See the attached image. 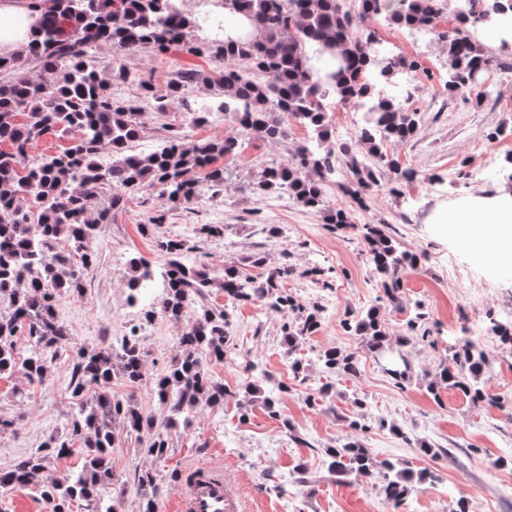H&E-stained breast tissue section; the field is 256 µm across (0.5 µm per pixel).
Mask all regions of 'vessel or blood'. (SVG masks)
Here are the masks:
<instances>
[{"label": "vessel or blood", "instance_id": "1", "mask_svg": "<svg viewBox=\"0 0 512 512\" xmlns=\"http://www.w3.org/2000/svg\"><path fill=\"white\" fill-rule=\"evenodd\" d=\"M188 472L189 480L177 488L174 512H245L243 500L225 487L221 469L197 464Z\"/></svg>", "mask_w": 512, "mask_h": 512}]
</instances>
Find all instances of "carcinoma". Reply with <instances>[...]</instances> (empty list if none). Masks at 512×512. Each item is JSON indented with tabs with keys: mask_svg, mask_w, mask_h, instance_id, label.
I'll use <instances>...</instances> for the list:
<instances>
[{
	"mask_svg": "<svg viewBox=\"0 0 512 512\" xmlns=\"http://www.w3.org/2000/svg\"><path fill=\"white\" fill-rule=\"evenodd\" d=\"M448 0H224V9L251 22L253 31L238 39L220 35L203 41L195 37L198 19L191 13L174 15L170 0H30L28 7L41 13L38 35L24 49L0 56V237L10 249H0V374L16 366L13 337L28 331V338L41 349L68 345V329L58 321L56 302L64 295L82 292L80 269L92 265L87 241L97 225L112 223V211L146 186L159 187L161 195L176 207L193 205L192 187L186 174L204 173L212 194L224 192L227 168L220 159L234 158L242 144L232 137L195 140L177 148L171 135L154 152L132 153L133 143L142 135L145 121L140 104L152 98L155 113L167 112L177 102L190 115L191 123L207 121L198 102H190L193 87L222 90L209 110L221 112L240 122V115L252 118L250 136L275 144L288 138V124L312 130L315 140H306L286 164L264 169L251 184L261 195L286 193L303 207L323 210L324 186L338 173L339 158L346 159L352 178L345 190L359 203L381 178L409 182L414 172L401 166L390 148L413 137L418 130V112L405 106L410 90L402 89L406 70L416 64L399 54L376 48L375 35L360 30L369 17L385 15L402 28L424 29L444 44L448 66L447 89L470 87L487 64L485 48L475 41L468 26L491 21L493 16L512 12V0H462L455 8L454 24L437 29ZM112 46L129 52L149 47L165 55L174 50L183 55L208 57L219 64L211 70L180 67L159 94L151 79H140V92L133 99L115 100L107 95L114 84L129 79L126 66L115 67L96 56ZM36 64L49 78H36L28 71ZM335 99L363 112L364 125L349 140L326 146L329 116L324 101ZM77 133L60 155L34 156L32 151L48 137ZM7 145L2 149L1 145ZM108 152L112 162L98 163ZM110 190L103 200L101 193ZM36 199V210L24 209L19 201ZM367 243L366 261L384 295L395 299L401 273L417 265L419 257L398 250L381 224H362ZM167 255V268L175 274L164 292L160 308L144 312L150 322L156 314L179 317L194 298L205 299L213 289L224 293L231 303L260 302L283 317L281 343L288 355L294 380L306 381V368L297 357L300 346L321 325L323 309L305 305L289 295L277 282L288 270L257 278L247 268H261L267 258L255 253L238 264L224 266L220 276L203 267L189 266L183 257L188 246L178 238L160 243ZM133 286L149 272L142 258L129 261ZM227 307L201 305L196 321L177 338V354L155 380L159 404L171 414L159 421L142 412L133 399L112 395V379L120 375L129 384L143 375V354L136 331L117 345H105L91 352L76 353L70 387L80 395L88 389L94 395L80 403L78 414L66 424V433L51 436L26 458L0 469V488L23 485L38 489L51 512H71V502H87L89 512L101 510L99 490L112 484L114 475L109 456L119 437L117 429L137 439H147L145 452L162 459L171 450L170 431L178 416L196 410L205 399L211 404L228 395L224 382L208 370L212 361L223 362L233 353L228 331ZM371 353L385 349L388 336L380 307L372 306L345 323ZM319 361L329 381L323 395L334 387L331 378L355 376L359 361L355 353L335 347L320 351ZM488 364L483 349L463 337L448 363L441 365L428 383L434 394L448 385L460 389L474 401L487 398L478 385ZM29 378L43 381L49 366L47 357H29L21 363ZM288 385L264 389L257 381H243L235 396L241 404L258 403L271 416H281L279 398ZM80 447L86 455L85 469L62 484L43 480L49 458H65ZM329 458L328 476L341 480L355 473L364 478L383 476L380 493L394 503L403 501L416 485L432 477L428 471H414L387 461L375 460L355 436L324 449ZM175 471L162 481L150 468L134 474L141 512H156V500L163 487L178 485Z\"/></svg>",
	"mask_w": 512,
	"mask_h": 512,
	"instance_id": "obj_1",
	"label": "carcinoma"
}]
</instances>
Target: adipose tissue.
Here are the masks:
<instances>
[{
	"label": "adipose tissue",
	"instance_id": "adipose-tissue-1",
	"mask_svg": "<svg viewBox=\"0 0 512 512\" xmlns=\"http://www.w3.org/2000/svg\"><path fill=\"white\" fill-rule=\"evenodd\" d=\"M38 31V16L26 5V0H0V55L17 51L29 44ZM435 224H457L461 230L456 238L467 248H474L482 234V224H496L503 248L512 252V194L487 200L472 197L453 207L438 209L431 218Z\"/></svg>",
	"mask_w": 512,
	"mask_h": 512
}]
</instances>
